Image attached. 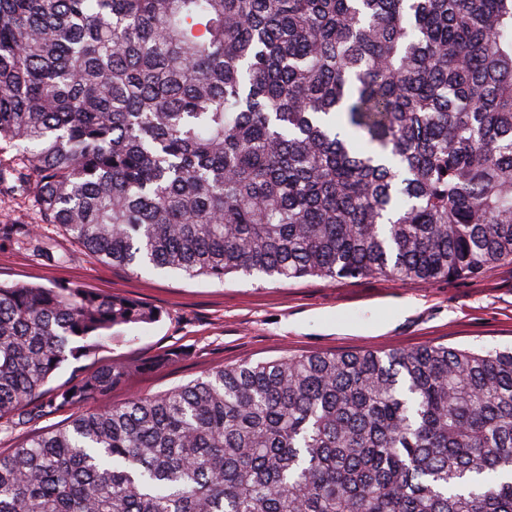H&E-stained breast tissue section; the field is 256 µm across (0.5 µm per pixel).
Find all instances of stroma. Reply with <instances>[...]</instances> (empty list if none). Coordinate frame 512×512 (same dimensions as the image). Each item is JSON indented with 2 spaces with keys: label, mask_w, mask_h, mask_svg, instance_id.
I'll return each mask as SVG.
<instances>
[{
  "label": "stroma",
  "mask_w": 512,
  "mask_h": 512,
  "mask_svg": "<svg viewBox=\"0 0 512 512\" xmlns=\"http://www.w3.org/2000/svg\"><path fill=\"white\" fill-rule=\"evenodd\" d=\"M40 232L49 238L50 256L27 240L0 238L1 283L78 284L162 312L154 324L115 329L111 342L64 366L50 382L66 385L73 374L89 375L112 362L137 365L114 388L113 405L166 392L217 367L286 354L512 348V262L474 279L426 284L372 276L280 282L230 275L218 282L174 272L136 275L102 263L54 226L42 225ZM167 354L172 362L151 367Z\"/></svg>",
  "instance_id": "stroma-1"
}]
</instances>
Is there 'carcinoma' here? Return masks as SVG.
<instances>
[{
    "label": "carcinoma",
    "instance_id": "obj_1",
    "mask_svg": "<svg viewBox=\"0 0 512 512\" xmlns=\"http://www.w3.org/2000/svg\"><path fill=\"white\" fill-rule=\"evenodd\" d=\"M0 196L132 273L512 261V0H0ZM161 314L0 284V512H512V350L286 355L87 411ZM70 411H59L53 415L43 418L36 425L28 429L21 430H1L0 427V450L7 451L9 448H14L17 444L25 441L32 432L39 430L57 428L65 424L70 417Z\"/></svg>",
    "mask_w": 512,
    "mask_h": 512
}]
</instances>
